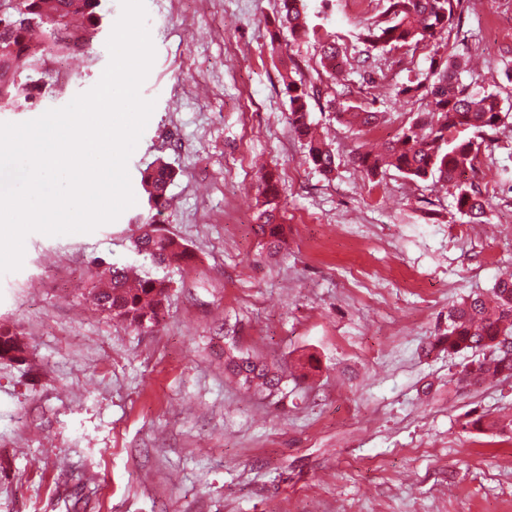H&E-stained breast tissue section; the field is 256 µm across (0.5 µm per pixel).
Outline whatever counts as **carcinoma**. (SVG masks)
Segmentation results:
<instances>
[{
    "label": "carcinoma",
    "instance_id": "cac0c4a2",
    "mask_svg": "<svg viewBox=\"0 0 512 512\" xmlns=\"http://www.w3.org/2000/svg\"><path fill=\"white\" fill-rule=\"evenodd\" d=\"M74 0H0V102L18 105L37 98L41 85L30 75L34 70L32 50L39 44L47 53H80L89 44L88 30L99 20L100 0H82L85 24H74ZM461 0H385L381 17L359 34L366 53L419 47L430 50L428 72L401 84L396 94L427 100L422 112L404 124L374 153L358 149L352 162L369 179L379 180L393 168L414 182L438 179L455 188V207L469 224H483L491 208V197L482 193L462 175L475 167L479 138H486L503 123L498 96L478 92L461 79L464 59L449 50L443 35L452 28ZM294 40L314 39L319 63L332 80L346 72L348 58L336 35L310 24L304 0H280L278 18L269 30L270 45L280 44L282 35ZM288 127L307 150L308 161L326 178L338 166L331 144L317 138L308 109L315 96L314 86L288 79ZM351 118L360 128H371L385 121V113L349 104L336 113L341 120ZM174 179L168 163L158 160L141 174L150 210L161 213L168 202L167 190ZM259 208L255 216L257 233L270 253L287 244L288 229L282 222L278 175L263 170L258 175ZM138 254L157 265L182 266L195 260V254L181 239L165 231L149 215L141 221V233L134 240ZM109 277L90 291L96 307L112 318L138 331L154 327L170 299V281L140 276L131 266L108 267ZM512 335V280L495 282L490 294L469 295L448 310L447 335L435 337L430 351L456 356L492 351L500 337ZM27 353L23 338L9 328H0V359L14 360ZM224 371L239 385L259 394H272L284 375L275 362L254 358L235 348L224 352ZM512 377V357L493 356L472 361L459 373L457 388L467 390L482 383ZM476 429L512 434V417L469 421Z\"/></svg>",
    "mask_w": 512,
    "mask_h": 512
}]
</instances>
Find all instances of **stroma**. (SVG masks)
<instances>
[{
    "mask_svg": "<svg viewBox=\"0 0 512 512\" xmlns=\"http://www.w3.org/2000/svg\"><path fill=\"white\" fill-rule=\"evenodd\" d=\"M312 24L357 35L383 0H306ZM155 46L140 93L155 108L128 161L136 203L91 233L29 234L23 266L0 277V326L24 336L28 361L0 362V512H512V437L465 425L512 415V379L456 391L466 359L425 353L460 297L512 273V116L482 148L474 173L492 212L466 223L452 184L388 171L374 183L352 150L390 140L417 106L394 87L424 73L429 54L392 50L341 79H319L314 41L271 49L279 0H145ZM121 13L101 0L85 53L60 83L0 111L21 123L95 86ZM447 41L475 87L512 107V0H463ZM319 84L309 102L339 166L322 176L288 131L282 76ZM387 121L338 122L328 100ZM176 172L158 225L195 252L160 267L137 254L147 215L141 173ZM281 179L288 247L268 257L255 233L261 167ZM170 280L171 298L141 334L97 311L100 265ZM237 347L279 362L277 395L242 390L224 373ZM320 362L314 378L290 370Z\"/></svg>",
    "mask_w": 512,
    "mask_h": 512,
    "instance_id": "stroma-1",
    "label": "stroma"
}]
</instances>
